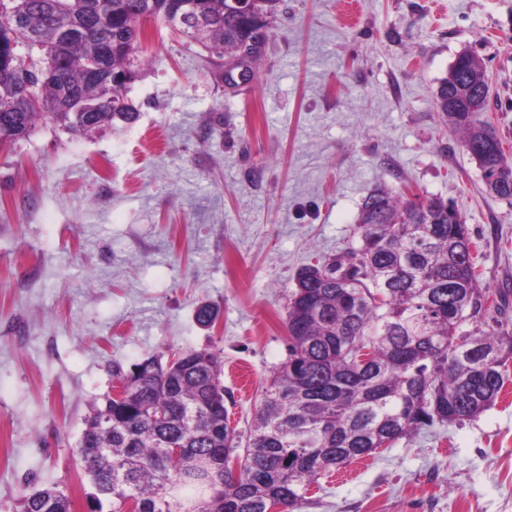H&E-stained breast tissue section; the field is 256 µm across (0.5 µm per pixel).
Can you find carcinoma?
Returning <instances> with one entry per match:
<instances>
[{
    "mask_svg": "<svg viewBox=\"0 0 512 512\" xmlns=\"http://www.w3.org/2000/svg\"><path fill=\"white\" fill-rule=\"evenodd\" d=\"M181 6H176V2ZM201 4L208 22L184 35L215 54H264L233 0H0V53L30 43L53 76L33 104L0 81V139L28 135L49 119L88 133L135 108L114 111L126 87L104 90L89 72L135 67L142 24L175 21V8ZM489 102L482 61L457 55L440 79L435 105L463 147L498 139L482 113L448 105V88ZM488 193L512 200V161L498 146L474 153ZM469 229L441 197L415 201L375 187L360 206L352 240L336 255L306 265L288 297V358L261 394L246 447L228 423L222 361L206 349L151 356L112 379L126 396L93 402L73 448L91 491V512H302L322 474L391 446L424 426L462 423L490 408L512 379L509 322L462 330L486 295ZM180 450L172 452L170 446ZM57 484L26 495L23 512H73Z\"/></svg>",
    "mask_w": 512,
    "mask_h": 512,
    "instance_id": "carcinoma-1",
    "label": "carcinoma"
}]
</instances>
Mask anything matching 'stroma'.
Segmentation results:
<instances>
[{
	"label": "stroma",
	"instance_id": "35a3bbf8",
	"mask_svg": "<svg viewBox=\"0 0 512 512\" xmlns=\"http://www.w3.org/2000/svg\"><path fill=\"white\" fill-rule=\"evenodd\" d=\"M143 29L134 121L40 120L0 147V512L48 483L88 512L72 450L116 360L216 352L248 433L287 358L299 268L346 247L377 185L455 204L481 288L512 286V203L434 104L457 55H477L512 160V0H280L232 88L203 45ZM308 496L303 512H512V382L474 420L414 431Z\"/></svg>",
	"mask_w": 512,
	"mask_h": 512
}]
</instances>
